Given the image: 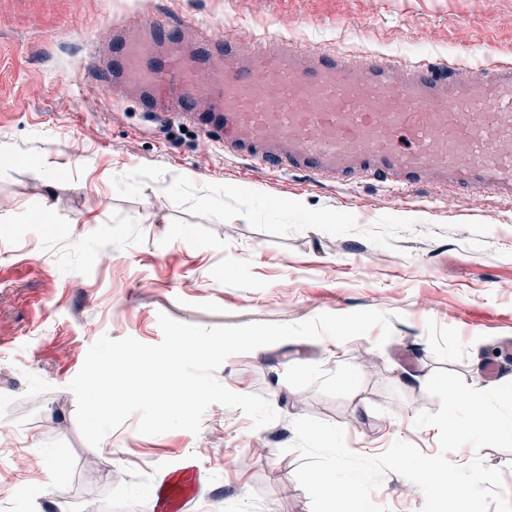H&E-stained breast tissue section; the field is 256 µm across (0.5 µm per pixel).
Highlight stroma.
I'll return each mask as SVG.
<instances>
[{"instance_id": "obj_1", "label": "stroma", "mask_w": 512, "mask_h": 512, "mask_svg": "<svg viewBox=\"0 0 512 512\" xmlns=\"http://www.w3.org/2000/svg\"><path fill=\"white\" fill-rule=\"evenodd\" d=\"M155 12L265 33L348 58L512 62V0H0V512H160V473L204 478L174 512H311L295 478L293 420L337 424L375 456L398 441L427 455L426 392L438 370L500 386L512 360V205L424 186L409 202L378 184L273 175L113 99L85 69L108 21ZM322 216L315 224L310 214ZM373 309L380 328L339 342L294 339L230 356L228 389L266 397L256 429L213 405L198 433L82 438L68 385L101 336L162 339L159 313L203 327L296 324ZM466 479L478 512H512V452L485 447ZM390 512L424 496L389 472L371 494Z\"/></svg>"}]
</instances>
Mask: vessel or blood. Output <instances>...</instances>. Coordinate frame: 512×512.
<instances>
[{"instance_id": "b4317fda", "label": "vessel or blood", "mask_w": 512, "mask_h": 512, "mask_svg": "<svg viewBox=\"0 0 512 512\" xmlns=\"http://www.w3.org/2000/svg\"><path fill=\"white\" fill-rule=\"evenodd\" d=\"M154 14L112 41V91L141 90L144 112L200 129L226 154L275 171L398 193L432 182L454 194L486 189L512 203V64L488 70L451 59L408 64L377 55L346 64L301 43L249 48L197 24Z\"/></svg>"}]
</instances>
